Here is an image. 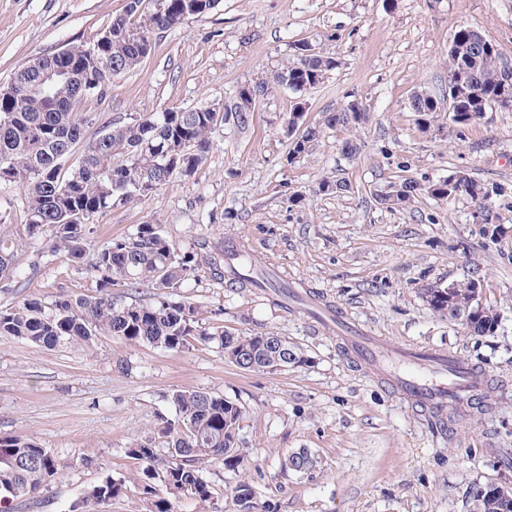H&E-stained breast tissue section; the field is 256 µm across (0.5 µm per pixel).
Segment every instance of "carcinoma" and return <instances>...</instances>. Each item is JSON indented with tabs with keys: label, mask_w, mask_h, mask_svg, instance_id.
<instances>
[{
	"label": "carcinoma",
	"mask_w": 512,
	"mask_h": 512,
	"mask_svg": "<svg viewBox=\"0 0 512 512\" xmlns=\"http://www.w3.org/2000/svg\"><path fill=\"white\" fill-rule=\"evenodd\" d=\"M218 0H126L123 14L103 30L109 37L68 46L39 58L35 65L16 70L0 84V184L12 183L24 190V224L17 238L0 240V283L17 276L19 250L51 232L50 251L81 267L92 224L114 206L144 199L138 184L151 182L160 189L172 180L189 177L202 167L215 128L229 123L240 130L248 127L250 113L276 88L303 93L318 85L339 61L317 51L309 56L294 44L293 60L275 71L270 79L238 88L224 112L206 105L183 110L155 112L129 119L107 128L95 140L82 144L85 125L94 120L83 107L93 98H102L104 74L121 76L133 70L152 49V34L169 30L187 17H204ZM477 75L461 76L467 63L460 54L448 52V73L459 77L456 124L476 123L488 108L498 105L499 76L506 65L495 44ZM412 111L429 115L440 111V99L420 91L410 102ZM365 113L351 101L326 114L324 126L336 128L364 121ZM293 130L301 131L290 143L289 155L297 158L308 152L309 144L320 136L321 127L304 125V110L295 104L289 113ZM74 163H69L70 159ZM428 192L438 199L465 196L485 215L491 233L493 191L464 171L428 186L416 181L394 184L378 195L380 204L390 209H406L416 196ZM242 249L208 243L193 251H181L167 240L156 224H140L132 236L115 240L97 249L90 265L98 296L88 299L63 294L54 311L45 314L36 298L10 308L0 307V336L28 342L37 349L51 350L62 345L92 349L99 336L117 337L129 344L146 343L173 353L190 346L193 340L208 342L213 335L197 326L195 307L176 301L174 290L197 266L205 263L219 270L217 257L224 256L223 279L240 288H269L278 293L283 284L258 275L252 264L240 256ZM474 279L438 284L423 289L428 308L441 317L456 311L469 313L463 325L475 336L495 331L498 316L493 308L474 300ZM146 286L156 290L150 304L112 302V289ZM224 356L242 352L251 356L250 371H264L276 355L288 367L307 362L302 349L285 343L280 350L268 346L267 334L219 335ZM176 408L173 419H161L155 435H149L127 454L139 461V477L107 476L74 502L69 512H99L106 500L120 497L128 484L140 483L139 500L144 512H174V503L190 497L201 502L213 494L202 474V464L219 460L224 469L236 472L245 466L240 448L239 405L206 391L185 390L172 395ZM167 452L160 454V444ZM316 467L314 455L303 448L284 460V468L308 473ZM67 469L28 436L0 437V512H11L15 491L36 493L51 478ZM166 488L161 497L155 481ZM238 512H252L251 487L240 482L233 488ZM471 512H512V490L502 492L493 484L476 486L471 493Z\"/></svg>",
	"instance_id": "carcinoma-1"
}]
</instances>
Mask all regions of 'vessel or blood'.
I'll use <instances>...</instances> for the list:
<instances>
[{"label": "vessel or blood", "instance_id": "vessel-or-blood-1", "mask_svg": "<svg viewBox=\"0 0 512 512\" xmlns=\"http://www.w3.org/2000/svg\"><path fill=\"white\" fill-rule=\"evenodd\" d=\"M336 321L346 327V348L351 357L376 367L405 401L442 414L449 407L485 399L484 379L474 365L457 367L454 356L433 349L421 350L414 358L397 357L385 338L366 335L344 314H337Z\"/></svg>", "mask_w": 512, "mask_h": 512}]
</instances>
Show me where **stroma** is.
I'll list each match as a JSON object with an SVG mask.
<instances>
[{
  "instance_id": "35a3bbf8",
  "label": "stroma",
  "mask_w": 512,
  "mask_h": 512,
  "mask_svg": "<svg viewBox=\"0 0 512 512\" xmlns=\"http://www.w3.org/2000/svg\"><path fill=\"white\" fill-rule=\"evenodd\" d=\"M126 0H0V83L20 66L69 44L92 41ZM462 27L478 31L512 60V0H220L201 18L154 35L150 55L115 78L92 140L128 118L201 105L223 108L237 88L270 77L307 39L340 66L303 94L273 92L245 131L218 127L208 160L134 205L112 208L94 226L87 256L138 225H159L183 250L198 242L243 241L271 258L302 295L330 304L393 345L450 350L478 367L491 394L478 410L437 416L393 394L373 367L347 354L336 330L305 305L260 288H235L198 266L176 294L195 304L209 333H270L300 346L306 364L246 371L217 343L175 354L110 336L93 349L37 350L0 337V435L23 434L68 462L64 475L15 512H68L106 476H134L128 448L171 418V396L200 390L242 409L248 465L203 466L214 494L184 499L175 512H236L232 489L247 482L259 512H469L474 485L512 482V110L492 107L463 131L448 110L423 117L420 91L448 92V46ZM358 101L353 128L323 129L307 153L289 159L283 128L294 104L307 123ZM357 142L356 156L346 140ZM498 186L492 199L501 236H481L465 197L424 193L407 209L378 196L405 178L431 184L457 171ZM343 181L348 191L321 188ZM0 307L28 298L53 311L61 294L94 296L90 274L50 255L47 239L20 251ZM480 280L498 314L493 334L473 336L432 313L424 288ZM306 448L308 473L283 471L282 458Z\"/></svg>"
}]
</instances>
